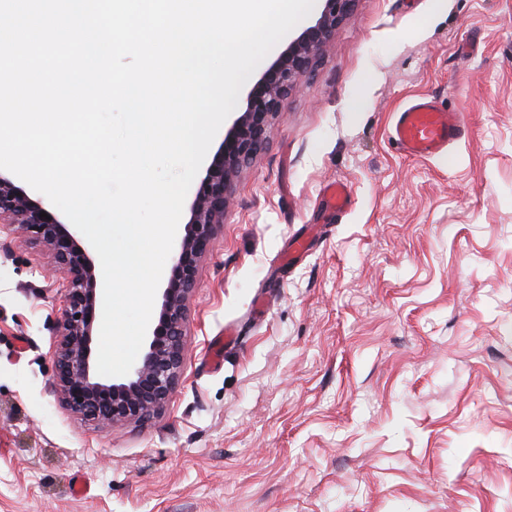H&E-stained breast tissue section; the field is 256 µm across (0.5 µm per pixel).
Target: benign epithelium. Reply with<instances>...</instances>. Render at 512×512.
Listing matches in <instances>:
<instances>
[{
	"label": "benign epithelium",
	"mask_w": 512,
	"mask_h": 512,
	"mask_svg": "<svg viewBox=\"0 0 512 512\" xmlns=\"http://www.w3.org/2000/svg\"><path fill=\"white\" fill-rule=\"evenodd\" d=\"M317 18L288 44L242 99L224 141L199 183L175 261L145 338L144 351L128 376L105 379L96 370V330L103 298L102 270L79 241V231L61 222L43 201L31 198L0 171V233L20 235L49 252L66 280L53 351V391L81 419L110 427L143 422L165 409L182 380L187 303L199 265L209 253L231 204L233 176L268 144V129L282 102L310 76L355 0H320ZM46 216H41V213Z\"/></svg>",
	"instance_id": "benign-epithelium-1"
}]
</instances>
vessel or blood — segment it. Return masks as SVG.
<instances>
[{
  "label": "vessel or blood",
  "mask_w": 512,
  "mask_h": 512,
  "mask_svg": "<svg viewBox=\"0 0 512 512\" xmlns=\"http://www.w3.org/2000/svg\"><path fill=\"white\" fill-rule=\"evenodd\" d=\"M465 134L459 113L439 107L427 98L396 113L390 136L410 157L435 158L445 154L450 144Z\"/></svg>",
  "instance_id": "obj_1"
}]
</instances>
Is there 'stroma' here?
<instances>
[{"label": "stroma", "mask_w": 512, "mask_h": 512, "mask_svg": "<svg viewBox=\"0 0 512 512\" xmlns=\"http://www.w3.org/2000/svg\"><path fill=\"white\" fill-rule=\"evenodd\" d=\"M420 97L447 156L390 139ZM61 287L0 237V512H512V0H357L233 182L160 416L60 403ZM465 134L462 116L419 98L396 113L390 137L410 157L435 158Z\"/></svg>", "instance_id": "stroma-1"}]
</instances>
